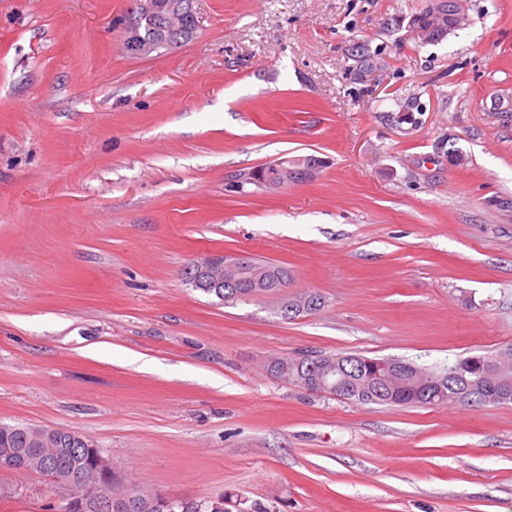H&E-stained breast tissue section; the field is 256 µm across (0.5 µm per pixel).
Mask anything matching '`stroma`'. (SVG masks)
Instances as JSON below:
<instances>
[{
	"label": "stroma",
	"instance_id": "stroma-1",
	"mask_svg": "<svg viewBox=\"0 0 512 512\" xmlns=\"http://www.w3.org/2000/svg\"><path fill=\"white\" fill-rule=\"evenodd\" d=\"M423 3L194 0V38L138 57L128 0H0V421L78 431L171 497L512 512V403L361 404L265 368L512 346V0L430 44ZM309 155L313 179L243 180ZM224 253L291 282L233 303L186 282ZM306 292L321 309L283 318ZM67 497L0 470V512Z\"/></svg>",
	"mask_w": 512,
	"mask_h": 512
}]
</instances>
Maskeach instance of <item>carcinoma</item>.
I'll return each mask as SVG.
<instances>
[{
	"instance_id": "obj_1",
	"label": "carcinoma",
	"mask_w": 512,
	"mask_h": 512,
	"mask_svg": "<svg viewBox=\"0 0 512 512\" xmlns=\"http://www.w3.org/2000/svg\"><path fill=\"white\" fill-rule=\"evenodd\" d=\"M279 179V173L265 164L247 174L245 181L265 185L267 181ZM322 305V297L318 294H298L285 301L282 305L284 317H296L303 313H313ZM342 360L345 368L336 366ZM502 362V372L497 376L487 374L485 364L488 361ZM310 361H303L292 356L273 359L267 370L274 378L305 390L310 389L309 382L315 383V392L329 393L344 397L335 390V386L344 383L351 386L352 392L348 399L360 403L385 404L391 406H426L439 403H451L454 400L452 391L448 389V381L461 377L467 379L475 388L487 389L498 384L512 387V347L502 349L494 354H477L458 359L454 364L439 371L424 368L404 374L394 375L388 372L390 362L379 358H370L358 354H323L321 364L309 368ZM424 378L429 383L428 391L434 399L428 400L415 394L417 381ZM6 431L0 433V448L15 451V461L27 463V450L33 447L31 424H6ZM80 433L68 429L47 445L45 453L51 455L49 465L60 473L77 472V462L83 458L79 454L81 446L76 437ZM135 491L130 506L112 512H160L164 509L160 504L162 495L141 488L135 484L118 481L112 488V502H120L127 498V492ZM226 496L221 494L201 501L170 499L167 512H228Z\"/></svg>"
}]
</instances>
